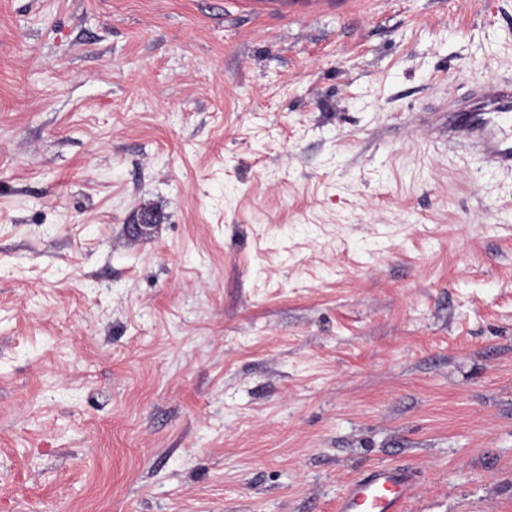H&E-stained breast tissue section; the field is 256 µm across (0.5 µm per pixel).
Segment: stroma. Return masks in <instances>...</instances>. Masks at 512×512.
<instances>
[{
    "instance_id": "35a3bbf8",
    "label": "stroma",
    "mask_w": 512,
    "mask_h": 512,
    "mask_svg": "<svg viewBox=\"0 0 512 512\" xmlns=\"http://www.w3.org/2000/svg\"><path fill=\"white\" fill-rule=\"evenodd\" d=\"M507 81L512 0H0V512H512ZM448 122V134L478 149L490 164L512 168V130L502 121L511 117L512 84H491L472 93ZM415 487L416 476L411 469L398 465L372 467L347 485L336 512H404Z\"/></svg>"
}]
</instances>
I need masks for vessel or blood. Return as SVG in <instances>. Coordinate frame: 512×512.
I'll return each mask as SVG.
<instances>
[{
  "instance_id": "1",
  "label": "vessel or blood",
  "mask_w": 512,
  "mask_h": 512,
  "mask_svg": "<svg viewBox=\"0 0 512 512\" xmlns=\"http://www.w3.org/2000/svg\"><path fill=\"white\" fill-rule=\"evenodd\" d=\"M449 121L448 133L478 149L490 164L512 168V131L502 121L512 115V84H491L472 93ZM416 476L398 465L369 468L351 481L336 512H404Z\"/></svg>"
}]
</instances>
